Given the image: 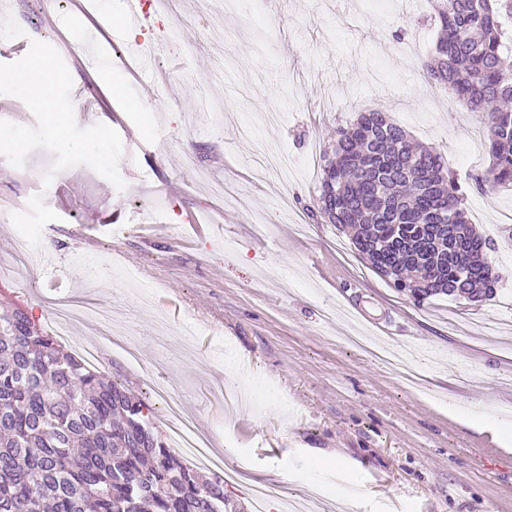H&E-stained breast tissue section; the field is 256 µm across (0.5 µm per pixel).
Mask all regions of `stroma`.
Listing matches in <instances>:
<instances>
[{
    "instance_id": "1",
    "label": "stroma",
    "mask_w": 512,
    "mask_h": 512,
    "mask_svg": "<svg viewBox=\"0 0 512 512\" xmlns=\"http://www.w3.org/2000/svg\"><path fill=\"white\" fill-rule=\"evenodd\" d=\"M107 2L123 6L0 0V62L34 40L52 45L74 77L75 113L90 126L113 116L127 184L80 165L46 187L52 154L35 151L21 168L0 157V298L45 332L54 298L111 310L72 321L70 335L100 348L99 370L146 403L164 439L165 404L119 345L154 366L241 471L224 494L242 512L263 482L287 488L267 512L313 492L342 512H512V418L495 411L512 400V240L501 231L512 190L476 186L489 165L484 120L423 75L438 26L410 52L417 0L396 11L178 0L117 40L101 21ZM157 40L168 54L154 62L161 92L148 97L133 52ZM91 55L104 59L93 75L82 64ZM113 81L126 101L109 99ZM369 111L441 151L470 223L495 242L493 297L414 302L324 216L334 131ZM37 193L58 219L22 266L10 215ZM146 291L150 309L139 304ZM358 331L423 365L419 386L351 344Z\"/></svg>"
}]
</instances>
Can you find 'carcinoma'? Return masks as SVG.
I'll use <instances>...</instances> for the list:
<instances>
[{
  "instance_id": "carcinoma-1",
  "label": "carcinoma",
  "mask_w": 512,
  "mask_h": 512,
  "mask_svg": "<svg viewBox=\"0 0 512 512\" xmlns=\"http://www.w3.org/2000/svg\"><path fill=\"white\" fill-rule=\"evenodd\" d=\"M445 31L424 62L488 120L479 186L512 190V0H436ZM322 205L362 258L416 301L490 297L492 240L469 222L440 150L379 112L336 127ZM471 272L461 284L457 273ZM145 403L63 351L19 308L0 312V512H236L224 480L197 476L159 440Z\"/></svg>"
}]
</instances>
